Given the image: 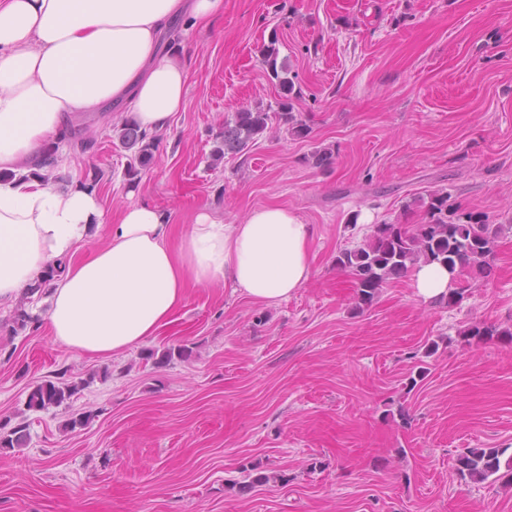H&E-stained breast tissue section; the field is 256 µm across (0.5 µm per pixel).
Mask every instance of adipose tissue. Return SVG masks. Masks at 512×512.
I'll return each instance as SVG.
<instances>
[{"mask_svg": "<svg viewBox=\"0 0 512 512\" xmlns=\"http://www.w3.org/2000/svg\"><path fill=\"white\" fill-rule=\"evenodd\" d=\"M224 0H0V304L15 301L46 270L54 342L99 358L138 347L172 324L187 288L223 284L275 305L310 279L312 225L268 205L237 224L199 211L175 233L148 202L107 219L95 190L54 181L45 159L85 112L126 108L142 131L167 128L184 102L187 71L161 55L177 20L206 24ZM106 245L82 255L100 226ZM437 263L414 268L426 301L453 288Z\"/></svg>", "mask_w": 512, "mask_h": 512, "instance_id": "1", "label": "adipose tissue"}]
</instances>
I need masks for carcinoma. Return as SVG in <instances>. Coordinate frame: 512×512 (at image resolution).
Masks as SVG:
<instances>
[{"label": "carcinoma", "mask_w": 512, "mask_h": 512, "mask_svg": "<svg viewBox=\"0 0 512 512\" xmlns=\"http://www.w3.org/2000/svg\"><path fill=\"white\" fill-rule=\"evenodd\" d=\"M278 38L273 35L259 47V54L269 80L284 91L277 107H243L232 118L224 121V130L216 137L211 157L219 161L227 155H237L250 147L273 127L300 139L310 134V127L293 112L292 98L300 95L295 83L288 78L285 63L278 62ZM121 145L133 152L128 164V176L138 174L146 167L157 149V139L140 131L130 121L118 128ZM446 191L429 194L425 203V220L420 224H377L363 243L343 249L336 255V266L353 279L357 291V307L361 310L373 305L383 288L406 276L420 263H439L451 272H467L488 277L494 263L498 240L504 231L502 225L477 221L472 213L448 204ZM467 343L497 341L512 347V329L494 324L472 322L459 331ZM193 350L180 345L162 353L156 363L165 365L173 358L186 360ZM84 383L44 379L35 384L27 395L26 410L38 412L51 407H70ZM28 438L27 424L21 422L11 428L0 423V450L20 448ZM508 448H468L457 455L454 469L460 479L481 483L488 479L512 486V454ZM283 483L285 476L271 470H261L251 480L239 485L247 493L257 484Z\"/></svg>", "instance_id": "obj_1"}]
</instances>
